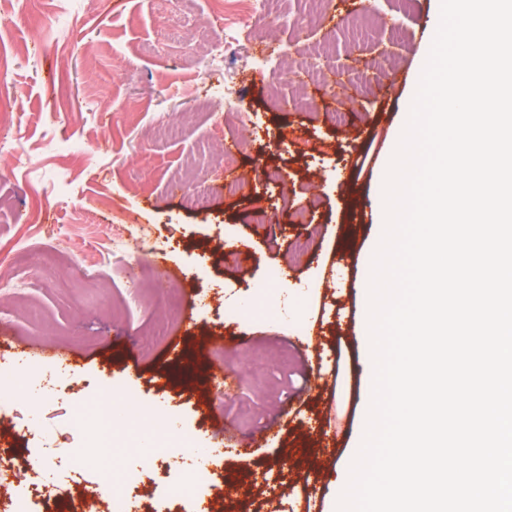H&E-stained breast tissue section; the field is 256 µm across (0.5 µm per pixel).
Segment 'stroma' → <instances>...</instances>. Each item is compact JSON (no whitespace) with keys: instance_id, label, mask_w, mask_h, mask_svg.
<instances>
[{"instance_id":"stroma-1","label":"stroma","mask_w":512,"mask_h":512,"mask_svg":"<svg viewBox=\"0 0 512 512\" xmlns=\"http://www.w3.org/2000/svg\"><path fill=\"white\" fill-rule=\"evenodd\" d=\"M302 30L269 29L236 0H24L0 20V85L19 102L0 139V361L18 350L65 353L74 387L97 390V415L113 393L140 391L146 407L178 406L176 431L197 445H227L222 512H331L362 439L372 363L365 314L369 255L381 237L382 185L439 23L440 0H287ZM224 56L211 60L216 37ZM302 61L326 55L323 85L279 72L280 48ZM236 114H227L225 98ZM250 113L242 128L237 115ZM72 149H54L56 138ZM239 144L228 189L221 152ZM276 168L287 185L266 183ZM66 170V194L53 186ZM203 179L208 208L173 196L176 180ZM319 205L307 221L292 212ZM46 211L43 224L18 213ZM274 214V229L258 225ZM148 229L154 253L107 248L117 220ZM306 241L299 264L288 259ZM170 287L149 275L160 257ZM239 319L225 318L223 306ZM245 333L237 349L225 336ZM217 382L162 378L173 344ZM42 435L10 412L9 446L41 468L46 484L73 488L60 465L72 404L36 398Z\"/></svg>"}]
</instances>
